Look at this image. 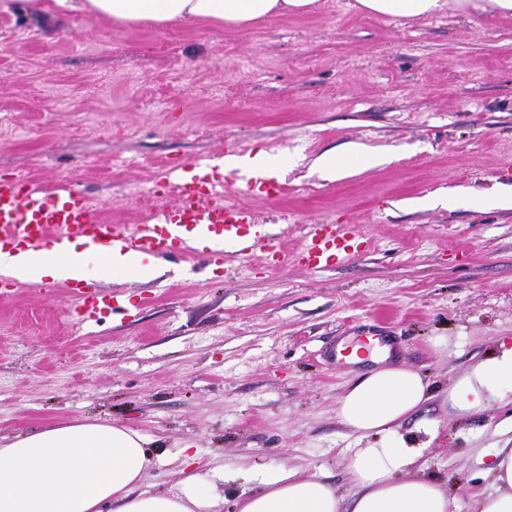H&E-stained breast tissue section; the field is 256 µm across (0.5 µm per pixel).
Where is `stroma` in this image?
<instances>
[{
	"label": "stroma",
	"mask_w": 512,
	"mask_h": 512,
	"mask_svg": "<svg viewBox=\"0 0 512 512\" xmlns=\"http://www.w3.org/2000/svg\"><path fill=\"white\" fill-rule=\"evenodd\" d=\"M235 143L290 158L283 195L249 207L258 233L300 251L309 225H355L359 253L312 272L262 252L223 264L198 251L160 273L100 278L114 308L91 326L67 288L21 282L0 299V436L69 416L139 430L145 488L176 489L182 449L236 512L222 469L284 465L350 495L363 440L336 404L373 360L333 366L345 338L386 336L433 395L401 426L422 472L476 512L486 467L512 437V402L458 417L445 394L512 336V18L389 20L356 0L229 30L214 22L117 25L56 0H0V174L68 184L115 224L172 205L150 190L168 160ZM358 145L365 162L327 177L319 158Z\"/></svg>",
	"instance_id": "stroma-1"
}]
</instances>
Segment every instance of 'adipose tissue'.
<instances>
[{
    "mask_svg": "<svg viewBox=\"0 0 512 512\" xmlns=\"http://www.w3.org/2000/svg\"><path fill=\"white\" fill-rule=\"evenodd\" d=\"M316 0H83L82 10L115 24L214 21L241 29L260 21L310 11ZM366 12L386 19L430 18L441 12L465 17L492 11L512 18V0H357ZM88 250L73 243L64 253L44 248L8 259L16 278L27 282L88 278ZM430 397L428 382L402 365L372 370L338 401L336 417L364 448L350 450L351 496L314 475L272 467L261 472L227 470L223 481L245 478L258 490H242L237 512H454L447 489L420 474V444L401 423ZM512 398V345L483 357L457 378L447 400L458 416L486 410ZM137 430L104 420L64 419L36 432L0 442V512H211L217 484L186 469L175 492L148 493L142 486L152 460ZM491 491L477 495L478 512H512V448H499L488 470Z\"/></svg>",
    "mask_w": 512,
    "mask_h": 512,
    "instance_id": "adipose-tissue-1",
    "label": "adipose tissue"
}]
</instances>
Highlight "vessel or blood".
<instances>
[{
  "label": "vessel or blood",
  "instance_id": "b4317fda",
  "mask_svg": "<svg viewBox=\"0 0 512 512\" xmlns=\"http://www.w3.org/2000/svg\"><path fill=\"white\" fill-rule=\"evenodd\" d=\"M164 182L173 183L176 200L158 212L149 224H112L96 214L83 195L72 186L46 190L41 184L21 176L0 178V252L20 253L48 244L67 251L71 242L81 241L93 253L131 254L139 259L164 256H192L195 237L213 244L211 261L224 258V247L236 245V254L247 259L254 251L275 262L286 256L280 235L257 234L253 212L224 201V173L210 160L168 164ZM241 188L275 198L283 194V184L274 176L257 173L246 178ZM358 237L348 224L310 225L305 244L294 260L310 271H322L356 254ZM73 304L71 316L90 324L112 307L113 296L98 286L81 280L66 281Z\"/></svg>",
  "mask_w": 512,
  "mask_h": 512
}]
</instances>
